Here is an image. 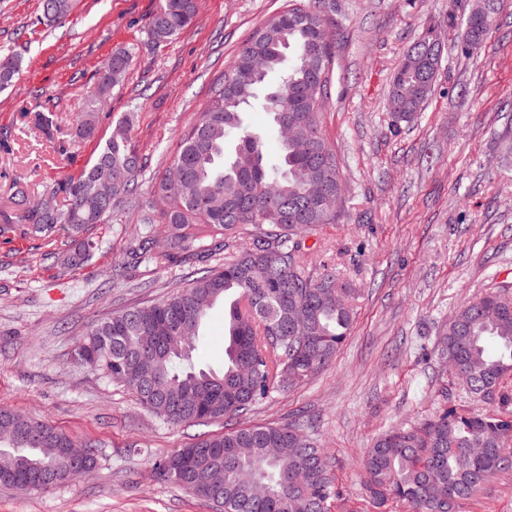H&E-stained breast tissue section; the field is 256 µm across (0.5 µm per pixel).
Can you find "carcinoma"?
<instances>
[{
	"instance_id": "obj_1",
	"label": "carcinoma",
	"mask_w": 512,
	"mask_h": 512,
	"mask_svg": "<svg viewBox=\"0 0 512 512\" xmlns=\"http://www.w3.org/2000/svg\"><path fill=\"white\" fill-rule=\"evenodd\" d=\"M325 0L270 16L225 64L197 121L182 134L153 199L123 227L124 203H136L146 161L131 138L133 114L112 127L78 175L57 181L48 206L26 183L12 186L17 216L0 211V235L50 238L59 227L74 235L95 224L129 232L128 268L171 274L206 262L188 285L92 325L78 344V360L131 389L140 404L172 427L240 419L275 390L291 389L318 373L341 349L355 319L352 289L308 238L334 224L344 193L336 153L320 125L335 57ZM448 22L462 11V50L488 39L500 0H449ZM71 0H41L42 16L66 18ZM196 0H159L150 25L160 46L187 28ZM442 57L421 36L403 53L390 84L391 126L414 119L435 80L423 61ZM131 62L114 50L98 73L99 95L119 84ZM20 57L0 54V91L13 86ZM279 74L269 87L267 78ZM263 98L279 154L266 160L263 136L243 114ZM33 123L48 137L58 130L52 112ZM96 113L78 118L90 137ZM96 244L85 239L68 258L88 262ZM321 272L313 276L311 268ZM224 304V364L198 368L192 360L208 312ZM497 344L489 353L488 340ZM440 359L458 390L495 403L488 412L446 408L381 433L359 466L378 508L402 502L410 512H458L491 477L512 471V297L488 292L457 309L439 331ZM72 440L45 421L0 405V466L24 477L49 475L54 485L80 474L70 464ZM160 477L212 502L220 512H332L341 501L330 459L304 424L229 427L204 435L155 464Z\"/></svg>"
}]
</instances>
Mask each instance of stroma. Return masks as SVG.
Returning <instances> with one entry per match:
<instances>
[{"instance_id":"35a3bbf8","label":"stroma","mask_w":512,"mask_h":512,"mask_svg":"<svg viewBox=\"0 0 512 512\" xmlns=\"http://www.w3.org/2000/svg\"><path fill=\"white\" fill-rule=\"evenodd\" d=\"M296 0H198L194 22L171 42L149 40L159 0H72L65 20L41 24L40 0H0V51L21 70L0 93V209L15 181L47 197L78 174L116 121L134 113L132 138L147 160L140 194L162 174L181 135L252 30ZM336 64L320 122L345 184L338 221L313 235L360 295L351 334L336 356L292 390L257 405L246 424H285L304 413L326 448L349 512H376L358 460L388 428L446 408L486 412L443 375L436 332L459 307L512 286V0L481 53L460 49L448 0H329ZM431 25L443 40L435 86L417 118L393 131L389 82L404 50ZM133 55L123 81L96 105L98 72L113 50ZM97 110L94 137L76 120ZM52 112L46 138L29 115ZM97 248L63 269L75 241L0 237V404L44 420L79 445L95 444L97 467L45 492L0 486V512H215L207 501L156 477L155 462L223 422L174 428L137 396L81 364L75 349L112 312L162 296L165 276L141 268L127 285L112 271L129 237L108 224L87 232ZM202 368L224 362V308L214 307L194 352ZM462 512H512V474L491 478Z\"/></svg>"}]
</instances>
